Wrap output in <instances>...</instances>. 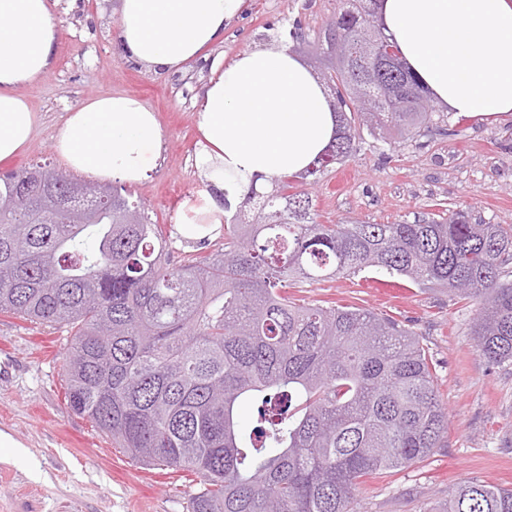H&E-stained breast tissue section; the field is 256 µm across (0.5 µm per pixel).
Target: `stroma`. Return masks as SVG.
<instances>
[{
  "instance_id": "stroma-1",
  "label": "stroma",
  "mask_w": 512,
  "mask_h": 512,
  "mask_svg": "<svg viewBox=\"0 0 512 512\" xmlns=\"http://www.w3.org/2000/svg\"><path fill=\"white\" fill-rule=\"evenodd\" d=\"M117 0H52L59 30L55 65L23 88L38 116L27 148L0 162V172L41 160L61 165L54 132L70 107L107 95L138 98L155 112L162 154L148 179L132 185L171 242L174 262L210 252L182 241V205L207 181L193 163L199 138L196 102L222 58L266 46L297 18L317 40L340 0H248L222 44L205 49L178 72L158 73L128 60L116 43ZM446 130L388 149L363 135L357 153L309 184L322 224H396L441 209L512 224V117L499 121L445 113ZM297 303L334 301L393 319L429 348L440 399L448 411L443 446L402 470L367 480L353 512H441L449 489L478 479L512 489V364L481 354L471 334L479 311L441 288L365 271L349 278L289 285ZM64 333L0 314V512H189L194 476L147 465L114 447L90 420L65 406Z\"/></svg>"
}]
</instances>
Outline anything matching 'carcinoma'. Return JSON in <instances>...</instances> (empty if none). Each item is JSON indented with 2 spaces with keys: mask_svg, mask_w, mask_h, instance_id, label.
Masks as SVG:
<instances>
[{
  "mask_svg": "<svg viewBox=\"0 0 512 512\" xmlns=\"http://www.w3.org/2000/svg\"><path fill=\"white\" fill-rule=\"evenodd\" d=\"M388 41L366 0L323 31L338 64L336 137L305 171L251 190L224 243L179 265L131 190L76 201L49 164L0 174V313L70 334L66 406L117 447L199 479L190 512H352L357 487L442 447L448 413L428 348L368 310L297 304L286 283L375 269L480 301L472 335L512 362V225L458 211L407 224H319L299 180L357 151L365 129L405 139L435 110L363 80L336 38ZM257 406L249 429L241 400ZM446 512H512V490L470 481Z\"/></svg>",
  "mask_w": 512,
  "mask_h": 512,
  "instance_id": "carcinoma-1",
  "label": "carcinoma"
}]
</instances>
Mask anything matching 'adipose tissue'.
I'll return each mask as SVG.
<instances>
[{
  "label": "adipose tissue",
  "instance_id": "adipose-tissue-1",
  "mask_svg": "<svg viewBox=\"0 0 512 512\" xmlns=\"http://www.w3.org/2000/svg\"><path fill=\"white\" fill-rule=\"evenodd\" d=\"M246 0H119L120 49L138 65L175 71L210 46ZM384 33L434 101L470 117L512 116V0H375ZM50 0H0V160L29 143L37 115L21 94L54 67ZM196 168L213 185L184 204L185 239L219 234L224 209L249 186L305 169L332 140L336 117L323 84L279 41L216 64L197 102ZM54 146L74 172L137 184L154 169V112L126 95L84 101L57 128Z\"/></svg>",
  "mask_w": 512,
  "mask_h": 512
}]
</instances>
